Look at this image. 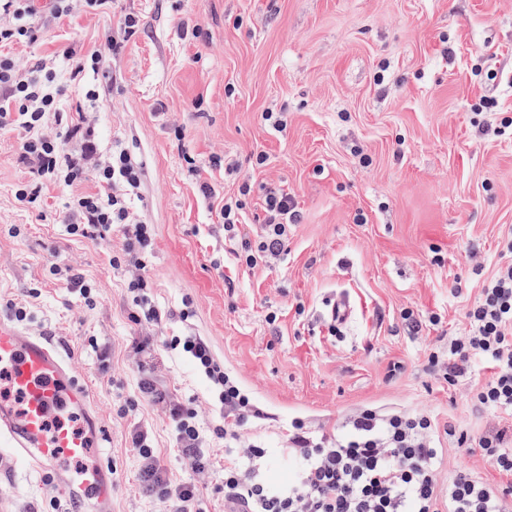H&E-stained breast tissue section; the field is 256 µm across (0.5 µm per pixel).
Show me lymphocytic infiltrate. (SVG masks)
<instances>
[{"mask_svg":"<svg viewBox=\"0 0 512 512\" xmlns=\"http://www.w3.org/2000/svg\"><path fill=\"white\" fill-rule=\"evenodd\" d=\"M109 3L0 0V132L19 136V159L30 176L16 185L14 196L25 209L43 207L46 191L55 185L72 192L64 216L69 236L103 241L113 226L121 227L130 275L127 291L134 304L130 318L135 324L160 328L173 313L160 309L148 291L145 268L152 237L130 207L140 193L143 168L128 150L101 154L86 113L63 109L68 78L83 81L86 100H99V83L86 82L85 76L99 74L103 58L122 51L136 32V17L126 16L103 45L84 54L66 48V56L76 62L65 77L41 59L27 68L20 66L8 51L15 44L36 42L41 21L60 22L79 5L104 11ZM88 180L96 183V192L75 193V186ZM242 207L239 201L224 203V238L233 243L238 259L252 266L286 252L288 227L299 218L293 198L275 188L267 192L262 236L256 243L239 232ZM466 317L467 335L449 338L446 353L432 354L430 364L452 383L473 362H481L490 374L473 393L474 406L512 415V266L496 272ZM169 347L180 350L211 386L212 406L221 419L212 433L224 438L223 457H216L208 446L196 409L172 398L145 368L139 371L138 396L163 406L177 452L192 471L210 473L223 465L218 490L224 495L226 512L240 506L246 512H512L511 493L476 481L466 472H458L449 482L440 481L444 451L436 444V424L425 413L362 408L346 418L335 434L318 438L302 422H292L286 453L297 468L288 482L271 481L261 471L267 449L240 438L241 428L261 417L262 411L225 372L208 339L177 336ZM129 438L137 455L139 491L166 503L170 512H202V489L170 476L147 429L133 427ZM458 444L479 449L500 471L512 474V432L462 436Z\"/></svg>","mask_w":512,"mask_h":512,"instance_id":"lymphocytic-infiltrate-1","label":"lymphocytic infiltrate"}]
</instances>
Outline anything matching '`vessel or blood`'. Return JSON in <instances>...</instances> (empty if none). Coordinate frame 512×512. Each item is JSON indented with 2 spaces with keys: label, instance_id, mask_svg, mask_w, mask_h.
I'll list each match as a JSON object with an SVG mask.
<instances>
[{
  "label": "vessel or blood",
  "instance_id": "obj_1",
  "mask_svg": "<svg viewBox=\"0 0 512 512\" xmlns=\"http://www.w3.org/2000/svg\"><path fill=\"white\" fill-rule=\"evenodd\" d=\"M0 363L12 366V381L27 398L16 411L0 404V437L38 465L53 469L75 512H112V468L89 460L97 436L89 391L79 383L52 342L0 319ZM81 460L78 472L59 466L61 456Z\"/></svg>",
  "mask_w": 512,
  "mask_h": 512
}]
</instances>
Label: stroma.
Returning a JSON list of instances; mask_svg holds the SVG:
<instances>
[{"instance_id": "obj_1", "label": "stroma", "mask_w": 512, "mask_h": 512, "mask_svg": "<svg viewBox=\"0 0 512 512\" xmlns=\"http://www.w3.org/2000/svg\"><path fill=\"white\" fill-rule=\"evenodd\" d=\"M129 13L140 28L105 60L91 114L99 147L142 162L132 210L152 231V298L177 314L162 334L210 340L265 414L242 439L272 449L270 478L295 469L277 453L294 420L330 432L370 406L452 426L441 481L464 470L511 486L512 476L457 444L512 427V416L470 402L483 365L451 385L429 356L466 334L467 309L512 265V0H114L11 52L23 64L52 57L66 71L59 50L100 45ZM267 112L282 113L283 127L268 125ZM26 177L16 135H0V317H12L6 301L26 303L18 329L57 343L90 390L91 453L115 471L114 512H165L138 492L129 429L151 430L174 478L192 472L162 410L137 399L126 346L143 330L128 318L127 276L114 263L123 235L68 236V193L56 187L43 217L27 212L13 193ZM205 182L216 197L200 193ZM244 182L250 239L262 233L267 189L295 199L300 220L280 259L249 266L224 243V201ZM71 267L97 288L95 307L67 290L61 274ZM339 297L351 309L344 323L329 317ZM406 309L416 324L402 320ZM96 342L112 349L109 373L98 369ZM151 363L212 430L210 391L192 365L164 351ZM65 507L51 470L0 446V512Z\"/></svg>"}]
</instances>
